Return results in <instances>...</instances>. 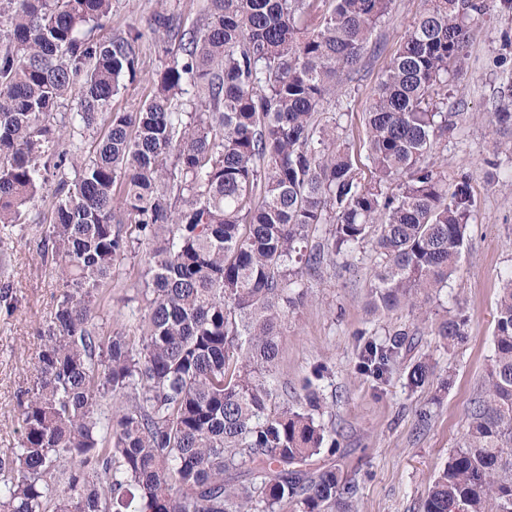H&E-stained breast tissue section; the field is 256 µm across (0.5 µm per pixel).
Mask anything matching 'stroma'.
<instances>
[{
	"instance_id": "obj_1",
	"label": "stroma",
	"mask_w": 512,
	"mask_h": 512,
	"mask_svg": "<svg viewBox=\"0 0 512 512\" xmlns=\"http://www.w3.org/2000/svg\"><path fill=\"white\" fill-rule=\"evenodd\" d=\"M180 14L186 25L197 20L196 0H112V18L94 29L97 38L133 25L144 33L139 74L114 98V108L133 112L150 93L149 77L164 62L148 29L159 5ZM422 0H393L353 70L324 111L335 113L339 132L350 144L362 181L372 168L366 148V112L370 96L397 53ZM512 83V5L492 0L470 32L468 62L448 81L446 110L455 124L433 154L448 181L468 175L475 206L469 242L447 288L433 297V320L456 312L468 318V339L452 344L417 325L408 310L373 314L366 308L380 261L372 243L345 258L325 257L318 273L302 284L309 301L290 315L278 340L275 383L297 404L306 381L317 380L322 394L319 419L336 432L335 448L314 456V468L339 469L355 479L353 512H422L433 476L445 467L467 423L490 356L501 279L512 273V132L497 131L491 114L512 106L502 97ZM51 213L42 202L28 211L25 224L0 228V284L9 283L8 301H0V448L17 447L21 438L18 400L34 380L39 332L59 293L49 263L36 253ZM141 264L130 257L112 273V303L103 314L104 332H122L138 340L140 304L135 299ZM418 327L413 356L434 367L430 383L409 387L403 369L386 382L362 374L360 349L366 339H385L398 328ZM427 422H420V413Z\"/></svg>"
}]
</instances>
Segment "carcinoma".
Instances as JSON below:
<instances>
[{
	"mask_svg": "<svg viewBox=\"0 0 512 512\" xmlns=\"http://www.w3.org/2000/svg\"><path fill=\"white\" fill-rule=\"evenodd\" d=\"M391 2L200 0L191 27L161 8L151 33L172 58L124 112L112 101L143 33L82 34L109 22L112 0H0V224L24 223L57 178L37 250L60 288L20 444L0 450V512H346L354 482L305 467L330 437L317 388L295 407L270 383L278 336L307 302L293 265L324 259L301 244L319 224L334 251L372 242L371 304L425 322L474 208L469 177L448 185L430 157L450 130L435 87L464 66L488 0H424L373 94L372 182L322 117ZM76 87V111L55 115ZM91 135L92 152L70 149ZM142 248L135 346L100 319L113 270ZM467 323L431 331L461 341ZM415 335L366 340L360 370L385 380ZM493 346L424 512H512V273ZM431 377L423 358L408 366L412 388Z\"/></svg>",
	"mask_w": 512,
	"mask_h": 512,
	"instance_id": "obj_1",
	"label": "carcinoma"
}]
</instances>
